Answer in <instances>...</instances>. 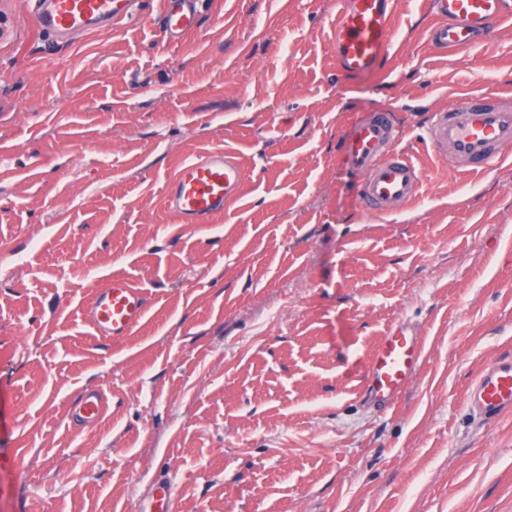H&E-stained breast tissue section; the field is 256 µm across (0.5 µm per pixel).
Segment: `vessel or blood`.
Returning a JSON list of instances; mask_svg holds the SVG:
<instances>
[{"label": "vessel or blood", "instance_id": "vessel-or-blood-1", "mask_svg": "<svg viewBox=\"0 0 512 512\" xmlns=\"http://www.w3.org/2000/svg\"><path fill=\"white\" fill-rule=\"evenodd\" d=\"M32 24L42 37L63 39L89 35L128 13L133 0H28ZM330 41L336 68L345 75H386L394 48L393 0H337ZM438 17L430 41L441 49L463 52L512 16V0H431ZM203 0H164L160 34L180 41L197 29ZM403 126L392 111L379 109L349 128L338 153L358 183V197L370 214H391L416 198L421 174L410 159ZM421 141L461 172H488L512 156V94L486 92L460 99L430 114ZM245 170L229 150L209 151L181 162L165 199L183 224H205L238 200ZM150 310L144 289L125 275H112L85 312L98 336L116 341L133 332ZM425 345L405 321L388 329L364 371L365 397L394 406L418 371ZM465 402L480 421L491 424L512 413V354L496 356L465 393ZM104 398L84 393L71 408L75 424L99 423ZM173 483L157 480L144 512H170Z\"/></svg>", "mask_w": 512, "mask_h": 512}]
</instances>
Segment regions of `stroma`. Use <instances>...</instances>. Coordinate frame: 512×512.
Instances as JSON below:
<instances>
[{
    "mask_svg": "<svg viewBox=\"0 0 512 512\" xmlns=\"http://www.w3.org/2000/svg\"><path fill=\"white\" fill-rule=\"evenodd\" d=\"M387 77L342 76L336 0H205L160 37L163 0L67 45L0 0V512H512V414L464 393L512 351V159L462 176L425 146L417 197L373 216L336 144L368 112L408 136L449 100L512 92V21L433 48L396 0ZM233 148L241 200L207 224L165 204L176 164ZM150 312L118 342L83 316L113 273ZM407 319L423 364L389 411L364 367ZM102 391L107 413L70 408ZM104 398L98 391L84 393L71 408V418L75 424L84 427L99 423L103 416ZM174 497L173 483L167 478H160L153 484L143 512H171Z\"/></svg>",
    "mask_w": 512,
    "mask_h": 512,
    "instance_id": "35a3bbf8",
    "label": "stroma"
}]
</instances>
